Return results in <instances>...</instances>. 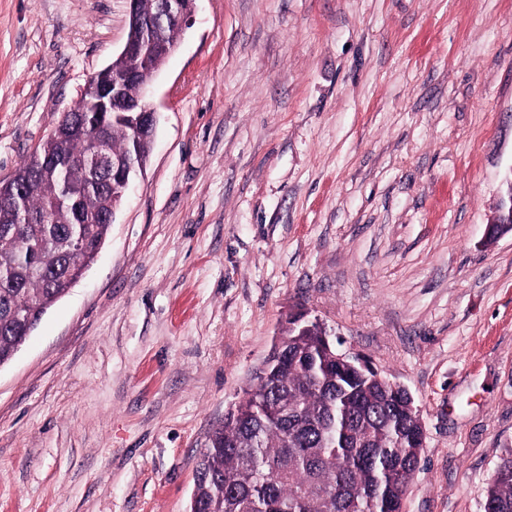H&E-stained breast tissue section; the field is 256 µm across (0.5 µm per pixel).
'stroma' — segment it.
I'll use <instances>...</instances> for the list:
<instances>
[{
  "instance_id": "35a3bbf8",
  "label": "stroma",
  "mask_w": 512,
  "mask_h": 512,
  "mask_svg": "<svg viewBox=\"0 0 512 512\" xmlns=\"http://www.w3.org/2000/svg\"><path fill=\"white\" fill-rule=\"evenodd\" d=\"M126 0H0V179L111 62ZM95 262L0 367V512H189L212 428L306 310L404 386L405 512L512 460V0H197Z\"/></svg>"
}]
</instances>
